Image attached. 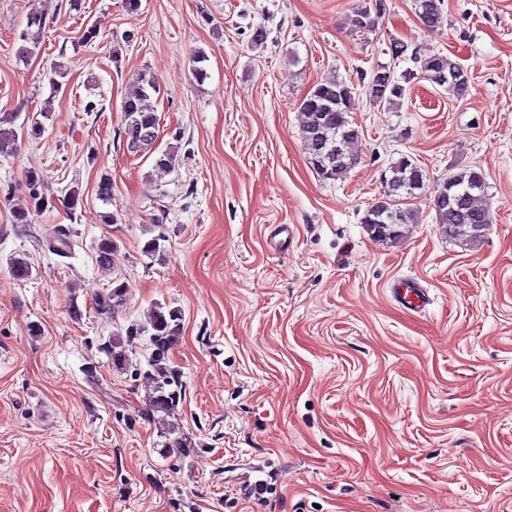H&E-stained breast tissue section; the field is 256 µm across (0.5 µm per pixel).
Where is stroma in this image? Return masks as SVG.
<instances>
[{"instance_id":"obj_1","label":"stroma","mask_w":512,"mask_h":512,"mask_svg":"<svg viewBox=\"0 0 512 512\" xmlns=\"http://www.w3.org/2000/svg\"><path fill=\"white\" fill-rule=\"evenodd\" d=\"M378 2L374 31L357 29ZM36 9L41 50L22 62ZM431 52L468 71L465 94L423 78ZM382 66L398 108L365 93ZM141 73L159 86L157 150L179 146L170 172L126 148ZM330 77L358 89V162L337 181L309 164L298 112ZM0 110L44 121L0 158V512H512V0H444L435 31L414 0H0ZM403 156L430 188L483 170L479 243L448 238L425 195L397 242L370 239L361 218ZM29 170L56 204L18 224ZM56 224L76 241L66 264L41 245ZM401 280L427 289L422 312L393 300ZM116 281L123 303L100 312ZM157 303L183 316L171 416L149 409L147 337L124 372L101 349ZM44 21V14L39 11L32 12L28 17L26 29L18 35L17 57L20 61L27 62L39 52L40 41L37 33L42 28ZM33 27L36 28V31L32 30Z\"/></svg>"}]
</instances>
